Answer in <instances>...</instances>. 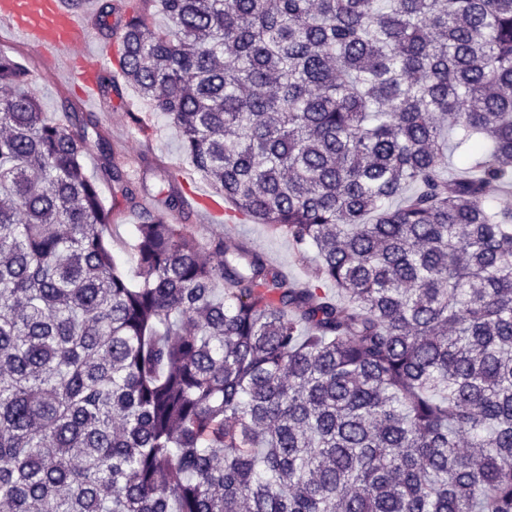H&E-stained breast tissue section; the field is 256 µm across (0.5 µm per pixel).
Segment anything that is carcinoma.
Instances as JSON below:
<instances>
[{
  "label": "carcinoma",
  "instance_id": "obj_1",
  "mask_svg": "<svg viewBox=\"0 0 512 512\" xmlns=\"http://www.w3.org/2000/svg\"><path fill=\"white\" fill-rule=\"evenodd\" d=\"M120 46L315 283L198 241L174 172L137 157L151 193L0 51V507L512 512V193L486 200L512 188V0H143ZM93 145L139 219L132 278Z\"/></svg>",
  "mask_w": 512,
  "mask_h": 512
}]
</instances>
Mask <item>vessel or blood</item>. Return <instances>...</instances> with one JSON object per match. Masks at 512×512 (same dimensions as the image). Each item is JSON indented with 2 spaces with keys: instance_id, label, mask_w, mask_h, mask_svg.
I'll return each instance as SVG.
<instances>
[{
  "instance_id": "obj_1",
  "label": "vessel or blood",
  "mask_w": 512,
  "mask_h": 512,
  "mask_svg": "<svg viewBox=\"0 0 512 512\" xmlns=\"http://www.w3.org/2000/svg\"><path fill=\"white\" fill-rule=\"evenodd\" d=\"M0 28L54 59L83 99L97 98L112 48L98 42L86 13L63 0H0Z\"/></svg>"
}]
</instances>
